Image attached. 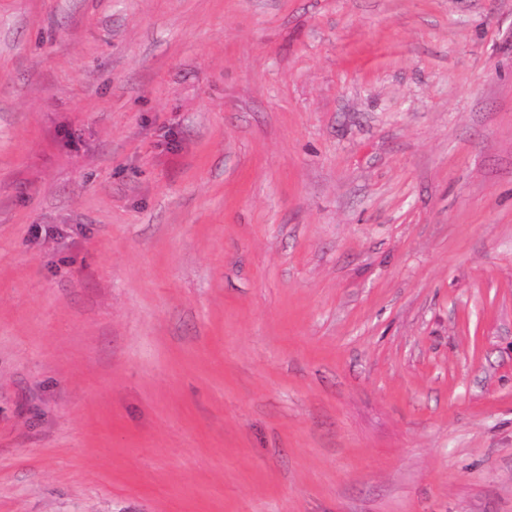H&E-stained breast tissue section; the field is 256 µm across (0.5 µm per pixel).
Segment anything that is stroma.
<instances>
[{"mask_svg": "<svg viewBox=\"0 0 512 512\" xmlns=\"http://www.w3.org/2000/svg\"><path fill=\"white\" fill-rule=\"evenodd\" d=\"M0 512H512V0H0Z\"/></svg>", "mask_w": 512, "mask_h": 512, "instance_id": "35a3bbf8", "label": "stroma"}]
</instances>
